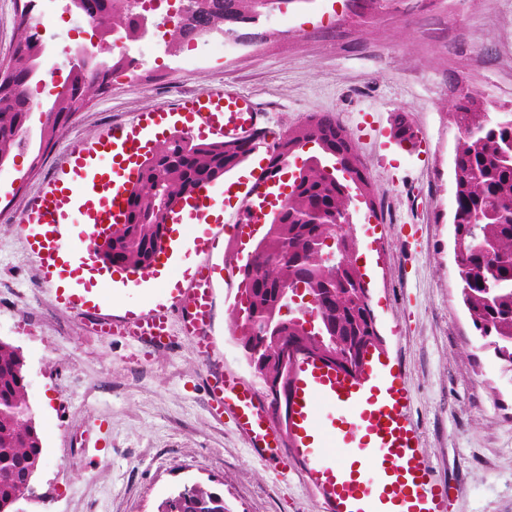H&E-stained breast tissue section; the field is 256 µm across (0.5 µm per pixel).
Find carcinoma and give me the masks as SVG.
I'll use <instances>...</instances> for the list:
<instances>
[{"instance_id":"obj_1","label":"carcinoma","mask_w":512,"mask_h":512,"mask_svg":"<svg viewBox=\"0 0 512 512\" xmlns=\"http://www.w3.org/2000/svg\"><path fill=\"white\" fill-rule=\"evenodd\" d=\"M71 9L107 28L101 40L118 30L127 37L139 23L130 0H70ZM192 22L174 23L172 42L182 45L214 31L228 33L259 17L256 0H191ZM43 46L38 34L17 26L10 57L11 73L0 88V156H12L28 131L33 110V83L38 77ZM127 61L114 56L108 63L72 71L71 87L55 95L44 124L47 141L68 126L91 94ZM453 120L460 139L454 158L456 190L452 224L454 247L462 264L457 284L474 328L486 338L512 373V113L491 120L474 107L470 97L457 105ZM312 145L304 158L292 191L279 215L267 225L263 245L253 249L244 265L232 316L246 356L273 363L276 337L299 333L304 315L281 314L284 302L275 289L294 280L317 299L312 307L336 337V348L346 350L348 337L364 336L369 323L352 273L341 269L345 256L323 245L326 237L340 240L351 229L343 225L354 196H367L368 179L355 147L338 119L315 115L273 144L267 166L279 174L290 159ZM251 155L245 140L195 141L175 135L141 165L139 186L130 200L129 220L112 234V242L98 252L112 265L140 270L152 265L164 236L170 208L194 189L217 181ZM42 438L27 397L24 361L18 350L0 339V512H15L16 494L32 484L43 465ZM170 507L179 512H227L224 497L201 487Z\"/></svg>"}]
</instances>
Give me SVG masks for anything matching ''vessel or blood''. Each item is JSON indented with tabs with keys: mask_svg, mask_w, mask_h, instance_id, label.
<instances>
[{
	"mask_svg": "<svg viewBox=\"0 0 512 512\" xmlns=\"http://www.w3.org/2000/svg\"><path fill=\"white\" fill-rule=\"evenodd\" d=\"M266 118L250 98L219 85L141 112L132 122L113 123L95 139L70 140L20 218L39 286L52 292L57 306L74 309L80 299L73 289L132 292L153 277L155 268L179 257L188 289L145 310L103 315L96 324L101 332L153 348H173L182 335L201 357H209L213 291L209 268L199 260L206 247L195 227L219 221L245 229L264 223L259 203L278 183L261 160L271 146L263 134ZM171 128L201 139L250 140L256 162L247 179L230 185L237 205L225 208L223 192L202 186L170 215L181 249H173V239H167L153 267L97 271L93 240L126 223L142 161ZM207 390L212 409L230 415L255 455L295 468L320 497L324 512H448L449 484L437 477L421 447L407 413L411 396L399 365L372 355L358 376L348 377L316 359L300 358L284 441L267 426L269 410L256 385L228 373L208 382Z\"/></svg>",
	"mask_w": 512,
	"mask_h": 512,
	"instance_id": "b4317fda",
	"label": "vessel or blood"
}]
</instances>
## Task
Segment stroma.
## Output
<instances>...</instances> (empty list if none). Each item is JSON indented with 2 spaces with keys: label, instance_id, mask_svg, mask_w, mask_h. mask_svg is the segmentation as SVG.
I'll use <instances>...</instances> for the list:
<instances>
[{
  "label": "stroma",
  "instance_id": "stroma-1",
  "mask_svg": "<svg viewBox=\"0 0 512 512\" xmlns=\"http://www.w3.org/2000/svg\"><path fill=\"white\" fill-rule=\"evenodd\" d=\"M38 13L55 46L49 66L66 69L72 31L85 22L65 16L63 0H41ZM496 19L512 22V0H437L415 10L396 0L364 21L347 15L345 0H303L243 26L249 41L219 63L220 32L187 46L131 41L133 76L95 92L48 149L40 147L45 117L33 113L26 149L0 167V339L24 358L45 453L34 493L17 512H158L193 484L221 494L228 512H323L299 473L284 477L255 461L232 421L209 408L206 378L232 370L255 379L232 326L244 265L233 225L210 252L215 355L207 364L190 342L157 351L99 334L55 307L16 229L66 139L94 137L112 121L218 85L259 103L280 134L316 114L339 120L377 204L375 213L353 212L357 258L370 266L375 351L404 367L421 445L450 481V512H512V380L461 300L452 225L453 108L466 92L493 117L512 104V71L501 67V39L491 30ZM366 114L378 128L372 140L358 129ZM401 118L413 143L396 136ZM404 224L417 225L416 242L405 241ZM91 432L100 443L87 453Z\"/></svg>",
  "mask_w": 512,
  "mask_h": 512
}]
</instances>
